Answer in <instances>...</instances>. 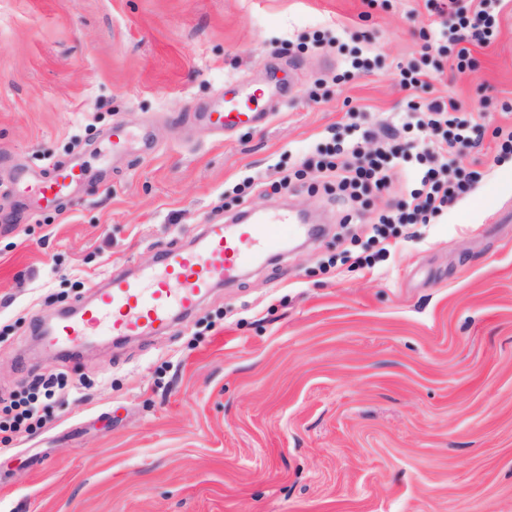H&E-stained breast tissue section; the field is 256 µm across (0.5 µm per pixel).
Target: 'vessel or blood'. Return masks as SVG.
Masks as SVG:
<instances>
[{"instance_id": "b4317fda", "label": "vessel or blood", "mask_w": 512, "mask_h": 512, "mask_svg": "<svg viewBox=\"0 0 512 512\" xmlns=\"http://www.w3.org/2000/svg\"><path fill=\"white\" fill-rule=\"evenodd\" d=\"M264 95L261 89L225 93L223 111L205 113L203 120L219 134L257 123L261 115L253 103ZM88 176L84 165L59 164L53 178L24 182L23 189L54 207ZM305 231L290 211L258 212L244 221L210 225L190 245L163 250L156 265L134 274L110 273L91 301L57 317L46 331L48 343L74 353L94 336L125 338L170 329L180 315L193 313L218 283L233 281L249 263Z\"/></svg>"}]
</instances>
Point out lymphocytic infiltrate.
Masks as SVG:
<instances>
[{"instance_id":"f902f5d3","label":"lymphocytic infiltrate","mask_w":512,"mask_h":512,"mask_svg":"<svg viewBox=\"0 0 512 512\" xmlns=\"http://www.w3.org/2000/svg\"><path fill=\"white\" fill-rule=\"evenodd\" d=\"M441 19L431 30L422 32V64L401 70L404 86L425 85L431 73L441 71L445 59H453L458 70L472 66L471 45H488L496 28L494 7L499 0H480L481 7L468 13L459 0H427ZM415 128L421 141L400 143L403 128ZM481 126L472 113L455 99L411 102L401 127H385L383 133L363 130L354 143L325 144L317 151L315 168L323 173L338 200L357 201L371 192L388 189L399 161L415 159L418 170L409 191L410 210L381 215L372 230L385 237L393 224H426L454 206L462 193L478 182L480 175L460 168L459 160L480 136Z\"/></svg>"}]
</instances>
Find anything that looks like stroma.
Wrapping results in <instances>:
<instances>
[{
	"label": "stroma",
	"mask_w": 512,
	"mask_h": 512,
	"mask_svg": "<svg viewBox=\"0 0 512 512\" xmlns=\"http://www.w3.org/2000/svg\"><path fill=\"white\" fill-rule=\"evenodd\" d=\"M435 19L425 0H0V400L67 381L41 423L0 431V512H512V156L494 135L512 126V0L472 68L405 87ZM359 51L376 67L346 73ZM256 83L278 112L216 137L201 113ZM448 96L484 126L461 158L482 179L385 256L367 226L400 189L346 206L311 171L270 190L348 137V109L378 127ZM115 126L134 135L119 152ZM75 159L96 176L66 209L15 193ZM286 202L322 233L175 328L80 357L37 344L34 322L110 270Z\"/></svg>",
	"instance_id": "1"
}]
</instances>
